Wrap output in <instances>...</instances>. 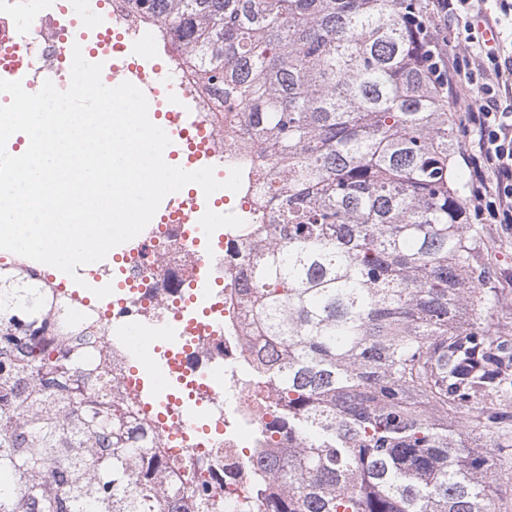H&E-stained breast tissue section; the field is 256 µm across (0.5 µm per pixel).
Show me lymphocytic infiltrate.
<instances>
[{
	"instance_id": "1",
	"label": "lymphocytic infiltrate",
	"mask_w": 512,
	"mask_h": 512,
	"mask_svg": "<svg viewBox=\"0 0 512 512\" xmlns=\"http://www.w3.org/2000/svg\"><path fill=\"white\" fill-rule=\"evenodd\" d=\"M418 0L413 28L431 79L458 112L459 155L471 185L466 206L476 219L512 232V0Z\"/></svg>"
}]
</instances>
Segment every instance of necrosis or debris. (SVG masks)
<instances>
[{
    "instance_id": "1",
    "label": "necrosis or debris",
    "mask_w": 512,
    "mask_h": 512,
    "mask_svg": "<svg viewBox=\"0 0 512 512\" xmlns=\"http://www.w3.org/2000/svg\"><path fill=\"white\" fill-rule=\"evenodd\" d=\"M83 10L89 20L87 35L96 36L99 49L86 53L91 63L103 62L112 50V31L122 33L125 42L143 44L164 52L171 70L184 92L190 109L205 120L206 146L212 162L223 171L242 170L238 191H225V202L233 203L234 221L225 225L221 235L207 247L192 246L184 240L178 221L165 218L150 224L127 241V259L121 270L131 283L122 301L111 310H97L96 315L105 345L112 350V364L105 380H91L90 389L108 383L112 398L132 397L134 380L128 366L129 353L116 326H130L148 321L163 325L175 314L192 310L201 320L195 332L165 337L159 359L165 364L174 391L166 395V404H181L196 409L208 421L207 430L186 425L181 435L161 429L155 409L143 415L153 433L155 459L177 458L196 466L206 484L214 512H256L253 472L261 467L268 449L281 445L280 435L265 426L276 413V394L267 385L256 382L251 360L256 346L246 345V311L241 301L247 288L240 272L251 265L252 258L242 247V224H264L268 216L257 204L270 192L271 183L259 172L260 161L250 149L245 131L236 127L235 113L226 110L216 92L199 87L188 71L182 70L180 55L169 34L158 21L134 12L129 0H84ZM28 21L31 33L23 49L34 62L38 82L52 81L64 90L69 77L59 76L61 36L65 30L60 14L48 13L30 20L29 0H0V27ZM205 257L215 284L210 293L190 301L183 277L197 257Z\"/></svg>"
}]
</instances>
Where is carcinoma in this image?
Here are the masks:
<instances>
[{
    "label": "carcinoma",
    "mask_w": 512,
    "mask_h": 512,
    "mask_svg": "<svg viewBox=\"0 0 512 512\" xmlns=\"http://www.w3.org/2000/svg\"><path fill=\"white\" fill-rule=\"evenodd\" d=\"M416 0H133L254 139L271 228L254 251L256 377L283 439L264 512H496L512 331L494 319L451 108L416 60ZM0 267V512H205L145 455L130 402L86 387L82 336Z\"/></svg>",
    "instance_id": "obj_1"
}]
</instances>
